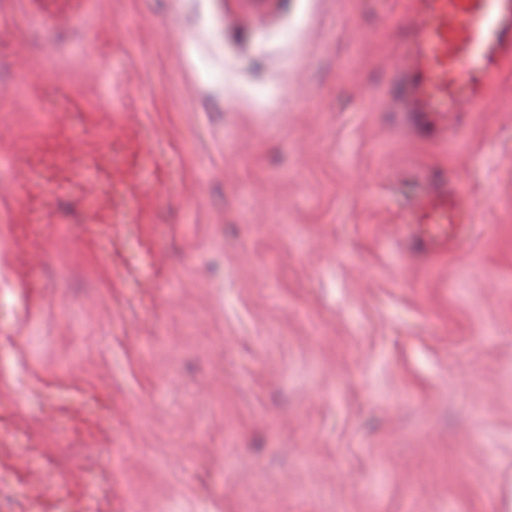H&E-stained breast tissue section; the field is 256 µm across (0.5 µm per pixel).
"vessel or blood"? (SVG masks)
Returning a JSON list of instances; mask_svg holds the SVG:
<instances>
[{
    "label": "vessel or blood",
    "mask_w": 512,
    "mask_h": 512,
    "mask_svg": "<svg viewBox=\"0 0 512 512\" xmlns=\"http://www.w3.org/2000/svg\"><path fill=\"white\" fill-rule=\"evenodd\" d=\"M401 57L409 111L454 124L475 111L491 73L512 60V0H416ZM461 199L436 192L414 209L418 224L459 223Z\"/></svg>",
    "instance_id": "obj_1"
}]
</instances>
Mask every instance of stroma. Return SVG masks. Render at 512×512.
<instances>
[{"instance_id":"stroma-1","label":"stroma","mask_w":512,"mask_h":512,"mask_svg":"<svg viewBox=\"0 0 512 512\" xmlns=\"http://www.w3.org/2000/svg\"><path fill=\"white\" fill-rule=\"evenodd\" d=\"M413 8L0 0V512H512V63L417 130ZM464 205L459 198H449L447 191L435 192L421 198L413 212L412 224H459Z\"/></svg>"}]
</instances>
